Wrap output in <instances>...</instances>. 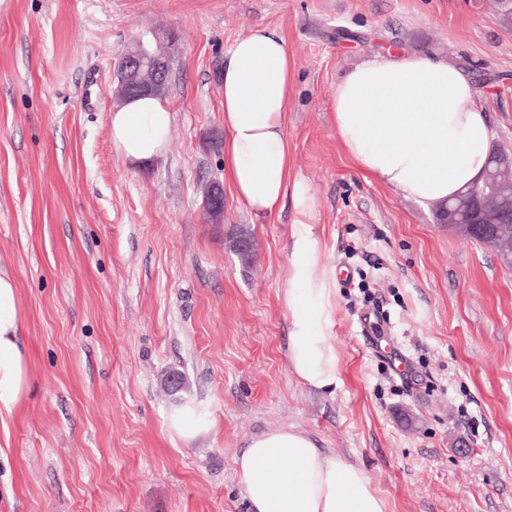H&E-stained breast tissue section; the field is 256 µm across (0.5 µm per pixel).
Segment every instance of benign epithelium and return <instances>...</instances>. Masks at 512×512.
Returning a JSON list of instances; mask_svg holds the SVG:
<instances>
[{
  "label": "benign epithelium",
  "instance_id": "benign-epithelium-1",
  "mask_svg": "<svg viewBox=\"0 0 512 512\" xmlns=\"http://www.w3.org/2000/svg\"><path fill=\"white\" fill-rule=\"evenodd\" d=\"M172 42L173 37L169 36L167 44L159 43L153 51L147 49L140 37L128 43L114 68L121 97L156 94L164 88L173 61L169 49ZM498 175L497 170L485 171L480 183L466 195L444 204V209L447 221L462 238L505 252L509 239L502 228L512 223V196L506 197Z\"/></svg>",
  "mask_w": 512,
  "mask_h": 512
}]
</instances>
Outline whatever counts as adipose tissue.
I'll use <instances>...</instances> for the list:
<instances>
[{
  "instance_id": "1",
  "label": "adipose tissue",
  "mask_w": 512,
  "mask_h": 512,
  "mask_svg": "<svg viewBox=\"0 0 512 512\" xmlns=\"http://www.w3.org/2000/svg\"><path fill=\"white\" fill-rule=\"evenodd\" d=\"M291 57L284 38L256 28L237 39L224 63V172L235 197L259 216L292 198L295 221L311 223L314 199L291 176L285 128ZM344 152L364 177L421 204L446 202L476 183L490 156L491 130L470 76L442 58L385 51L348 70L333 97ZM172 117L158 97L125 101L111 117L112 146L145 165L169 147ZM316 242L297 235L284 302L291 313L290 369L308 388L337 382L332 290L315 277ZM21 307L13 274L0 269V418L14 414L31 387L19 345ZM251 512H385L364 471L318 448L305 432L254 436L236 460Z\"/></svg>"
}]
</instances>
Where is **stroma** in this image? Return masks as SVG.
<instances>
[{"label":"stroma","instance_id":"obj_1","mask_svg":"<svg viewBox=\"0 0 512 512\" xmlns=\"http://www.w3.org/2000/svg\"><path fill=\"white\" fill-rule=\"evenodd\" d=\"M257 27L292 56L286 133L333 290L331 390L288 370L292 201L260 217L228 190L223 222L206 213L225 180L224 60ZM149 28L178 37L173 123L165 157L137 167L112 148L113 69ZM388 48L469 68L491 148L512 154L497 0H0V268L32 373L0 420V512H248L237 458L292 427L360 466L386 512H512V269L365 179L336 132L338 81ZM374 308L385 326L363 335ZM185 401L213 423L190 440L166 424Z\"/></svg>","mask_w":512,"mask_h":512}]
</instances>
